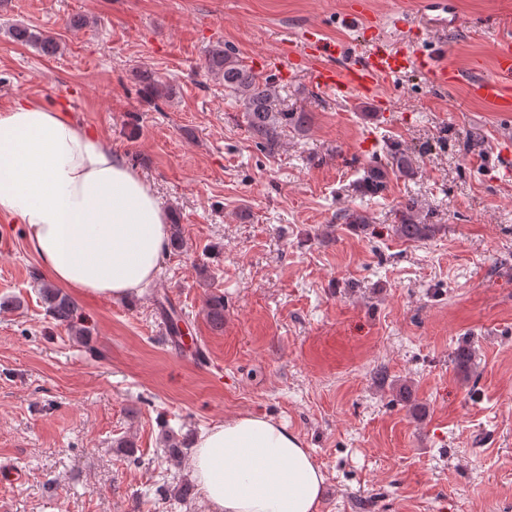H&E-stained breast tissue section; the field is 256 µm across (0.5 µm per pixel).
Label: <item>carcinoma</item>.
<instances>
[{
  "mask_svg": "<svg viewBox=\"0 0 512 512\" xmlns=\"http://www.w3.org/2000/svg\"><path fill=\"white\" fill-rule=\"evenodd\" d=\"M13 39L20 43H32L45 55L57 53L59 44L56 38L46 34H36L25 26L12 29ZM207 71L224 79V90L234 95L244 107V117L251 136L262 149L272 153L280 144L285 128L298 132L307 129L310 113L302 109L288 110L281 106L278 90L272 82L255 74L244 61L222 45L208 51L205 59ZM139 80L146 94L157 100L165 96L163 82L151 70L139 72ZM409 176L413 174L407 154L394 145L386 150L385 161H373L363 169V175L356 182L355 189L363 197L376 196L386 187L390 175ZM438 231V225L429 223L418 203L410 198L398 214L394 233L409 242H422L431 239ZM38 294L46 313L57 325L65 327L78 339L85 336V318L79 312L72 298L59 288L43 283ZM207 316L212 324L224 326V297L213 295L207 303Z\"/></svg>",
  "mask_w": 512,
  "mask_h": 512,
  "instance_id": "carcinoma-1",
  "label": "carcinoma"
}]
</instances>
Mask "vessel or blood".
Masks as SVG:
<instances>
[{
    "label": "vessel or blood",
    "instance_id": "b4317fda",
    "mask_svg": "<svg viewBox=\"0 0 512 512\" xmlns=\"http://www.w3.org/2000/svg\"><path fill=\"white\" fill-rule=\"evenodd\" d=\"M293 52L308 64L317 88L339 95H356L375 104L381 101L378 87L382 81L410 71L423 73L434 87L443 90L461 80L460 72L449 68L436 55L420 52L409 44L393 47L384 40L359 52L353 64L338 67L334 60L340 53L339 44L324 38L313 25L298 33ZM493 57V74H482L479 64H472L470 94L494 111L512 112L511 37H503L494 45Z\"/></svg>",
    "mask_w": 512,
    "mask_h": 512
}]
</instances>
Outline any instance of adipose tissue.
Returning a JSON list of instances; mask_svg holds the SVG:
<instances>
[{
	"mask_svg": "<svg viewBox=\"0 0 512 512\" xmlns=\"http://www.w3.org/2000/svg\"><path fill=\"white\" fill-rule=\"evenodd\" d=\"M0 215L24 225L55 282L115 300L154 281L169 238L170 214L135 169L60 110L28 100L0 113ZM192 444L210 512H317L326 475L271 419L237 416Z\"/></svg>",
	"mask_w": 512,
	"mask_h": 512,
	"instance_id": "obj_1",
	"label": "adipose tissue"
}]
</instances>
